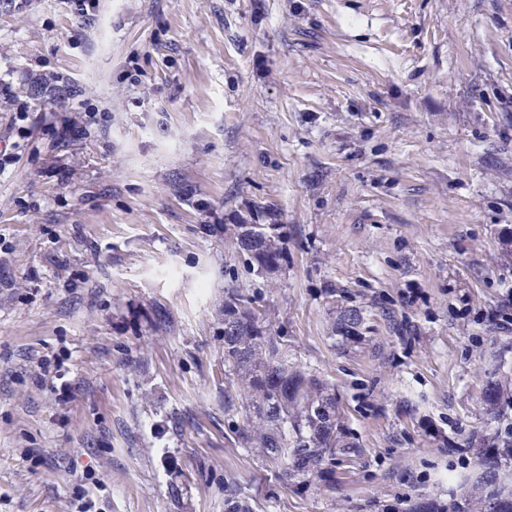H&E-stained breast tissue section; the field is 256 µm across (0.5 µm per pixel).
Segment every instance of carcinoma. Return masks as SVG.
<instances>
[{"mask_svg":"<svg viewBox=\"0 0 512 512\" xmlns=\"http://www.w3.org/2000/svg\"><path fill=\"white\" fill-rule=\"evenodd\" d=\"M224 244L261 276L279 273L288 260L277 224H226ZM255 303L238 288L224 290V374L232 387L224 392V409L245 417L243 426L232 429L242 447L284 463L286 476L305 485L323 477L336 454L349 453L355 443L341 425L335 389L292 362L288 340L272 335ZM363 328L362 310L351 307L331 324V335L355 346L365 341ZM511 388L512 375L487 382L490 419H497ZM504 439L496 459H478V483L486 488L480 503L450 493L449 512H512V484L506 483L512 477V430ZM224 510L252 512L250 499L230 479L224 480Z\"/></svg>","mask_w":512,"mask_h":512,"instance_id":"carcinoma-1","label":"carcinoma"}]
</instances>
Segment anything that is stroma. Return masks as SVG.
I'll return each instance as SVG.
<instances>
[{"instance_id":"obj_1","label":"stroma","mask_w":512,"mask_h":512,"mask_svg":"<svg viewBox=\"0 0 512 512\" xmlns=\"http://www.w3.org/2000/svg\"><path fill=\"white\" fill-rule=\"evenodd\" d=\"M0 81L45 92L25 138L0 96V512H72L74 469L106 512H224L228 478L254 512L479 496L448 443L495 431L483 391L512 374L484 318L512 289V0H0ZM213 214L280 225L287 265L251 274ZM230 287L335 387L356 447L333 484L230 432ZM365 318L363 312L359 308H347L339 316L337 322L331 324V337L336 339L339 336L342 345L355 346L365 341L366 336L363 335ZM35 378L39 386L50 391L55 396L58 404L63 405L73 397V388L68 384L56 382L60 379V374L56 370L49 368V363L45 360L38 364V371L35 372Z\"/></svg>"}]
</instances>
